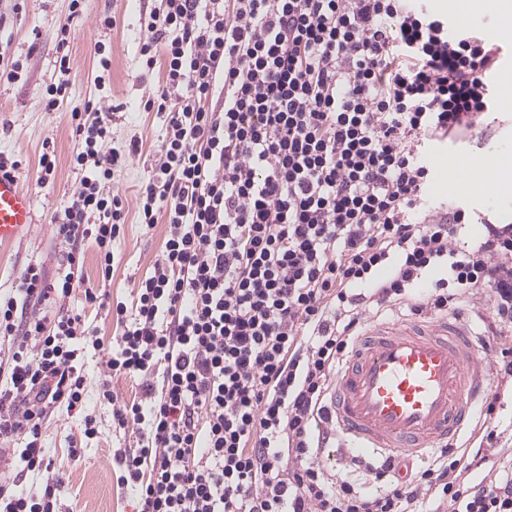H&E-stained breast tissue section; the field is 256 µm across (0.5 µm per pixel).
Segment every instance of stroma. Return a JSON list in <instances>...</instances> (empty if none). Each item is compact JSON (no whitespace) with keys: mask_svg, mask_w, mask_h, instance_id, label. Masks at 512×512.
<instances>
[{"mask_svg":"<svg viewBox=\"0 0 512 512\" xmlns=\"http://www.w3.org/2000/svg\"><path fill=\"white\" fill-rule=\"evenodd\" d=\"M154 0H86L82 17L69 22L70 0H24L22 11L12 14L10 0H0V10L9 14L0 27V53L20 61L17 79L0 76V153L21 162L19 176L33 197L35 222L15 242L0 245V292H9L24 267L42 263L48 275H55L62 259L53 226V218L63 210L81 178L72 164L75 140L69 122V110L75 104H90L101 111H112L111 148L126 151L131 139L142 143L139 155L127 166L114 172L112 182L119 190L127 210L125 234L114 248L111 281H103L96 251L86 245L83 277L86 287L105 288L111 301L131 303L133 286L150 272L158 259L165 225L147 228L136 222V199L154 163L156 145L162 133L163 119L140 106L142 100L158 88L156 78H143L139 44L146 31L143 19L154 7ZM111 17L115 26L105 27L104 18ZM71 24L66 42H59L57 32L63 24ZM68 56L72 70L68 77V99L58 111L48 112L43 97L48 85L61 77L57 58ZM112 62L111 82L97 86L94 78L99 56ZM512 136V110L494 106L481 114L472 129L457 136L426 144L439 164L432 173L430 203L434 206L463 207L469 217L463 233L476 240L483 222L512 224V200L481 202L466 197L450 187L458 172L450 162L458 157L476 154H498L504 138ZM54 150L58 169L53 180L41 184L37 161L44 148ZM70 309L82 313L90 331L99 338L104 351H111L120 328L106 310L88 305L82 291L66 301ZM102 359L87 354L83 366L87 377L89 407L97 422V437L84 436L77 418L66 411L52 414L45 430L44 445L65 487L58 499V512H135V495L131 488L119 486L112 469L114 450L128 446L134 439L132 430L115 428L112 408L98 399ZM488 392H499L496 425L502 432L490 443L489 458L498 461L512 453V434L505 428L512 424V386L501 385L496 377H488ZM342 438H335L322 449L318 461L329 471L355 487L373 489L379 482L373 471L379 454L367 450L364 466H352V451L343 449ZM79 449V457H70V449Z\"/></svg>","mask_w":512,"mask_h":512,"instance_id":"1","label":"stroma"}]
</instances>
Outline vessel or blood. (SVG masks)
Returning <instances> with one entry per match:
<instances>
[{
    "mask_svg": "<svg viewBox=\"0 0 512 512\" xmlns=\"http://www.w3.org/2000/svg\"><path fill=\"white\" fill-rule=\"evenodd\" d=\"M34 222L32 195L0 174V244ZM461 319L373 323L337 376L329 415L352 447L425 459L455 439L487 375Z\"/></svg>",
    "mask_w": 512,
    "mask_h": 512,
    "instance_id": "vessel-or-blood-1",
    "label": "vessel or blood"
}]
</instances>
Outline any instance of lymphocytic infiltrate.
I'll return each mask as SVG.
<instances>
[{
  "label": "lymphocytic infiltrate",
  "instance_id": "1",
  "mask_svg": "<svg viewBox=\"0 0 512 512\" xmlns=\"http://www.w3.org/2000/svg\"><path fill=\"white\" fill-rule=\"evenodd\" d=\"M139 48L164 116L157 159L137 203L145 226L166 224L152 272L132 303L109 305L121 328L102 366L136 380L138 401L100 395L118 428L119 484L137 512H512V460L472 481L483 449H441L435 467L382 489H358L317 460L336 368L366 312L413 313L492 302L512 335V225L457 240L463 210L428 209L431 165L418 137L444 139L487 111L483 80L498 53L448 34L413 0H157ZM78 187L54 216L66 266L55 280L27 265L0 297V464L22 463L29 490L0 484V512H56L64 481L44 448L48 417L82 413L81 360L100 350L65 305L82 281L84 242L102 279L126 215L115 168L139 152L108 149V117L69 113ZM445 275L430 280L435 270ZM493 342L497 378L512 380V347Z\"/></svg>",
  "mask_w": 512,
  "mask_h": 512
}]
</instances>
